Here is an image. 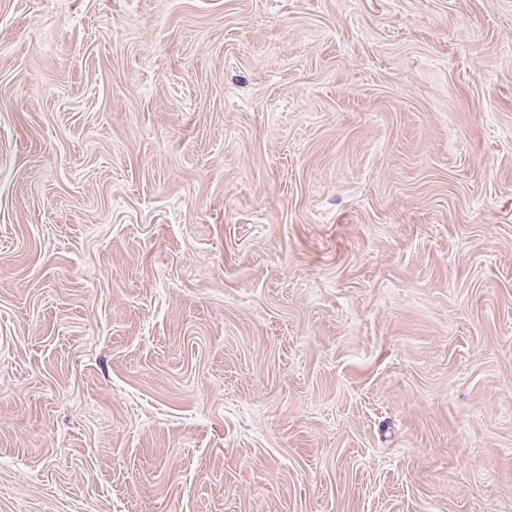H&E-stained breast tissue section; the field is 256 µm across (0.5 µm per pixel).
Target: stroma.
<instances>
[{
  "label": "stroma",
  "instance_id": "1",
  "mask_svg": "<svg viewBox=\"0 0 512 512\" xmlns=\"http://www.w3.org/2000/svg\"><path fill=\"white\" fill-rule=\"evenodd\" d=\"M0 512H512V0H0Z\"/></svg>",
  "mask_w": 512,
  "mask_h": 512
}]
</instances>
